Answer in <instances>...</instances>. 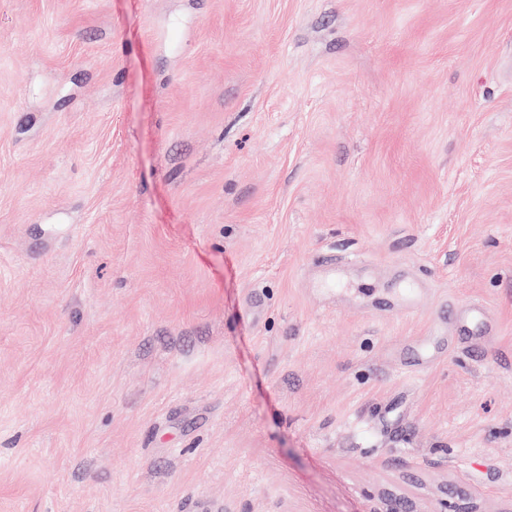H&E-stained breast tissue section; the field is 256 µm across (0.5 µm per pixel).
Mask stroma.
I'll list each match as a JSON object with an SVG mask.
<instances>
[{
	"instance_id": "1",
	"label": "stroma",
	"mask_w": 512,
	"mask_h": 512,
	"mask_svg": "<svg viewBox=\"0 0 512 512\" xmlns=\"http://www.w3.org/2000/svg\"><path fill=\"white\" fill-rule=\"evenodd\" d=\"M389 495L512 512V0H0V512Z\"/></svg>"
}]
</instances>
